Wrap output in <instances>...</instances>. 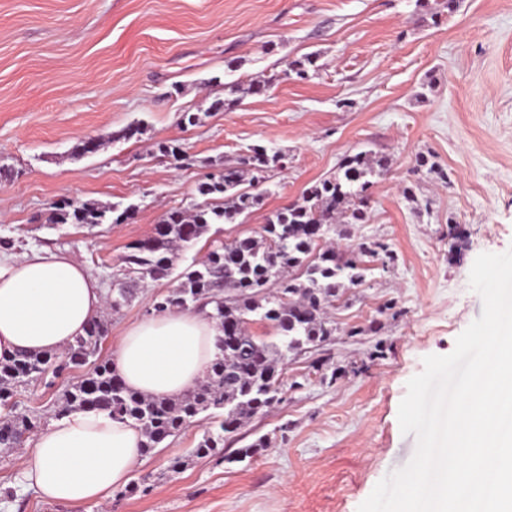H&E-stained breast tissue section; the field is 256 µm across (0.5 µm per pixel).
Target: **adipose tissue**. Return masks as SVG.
Returning <instances> with one entry per match:
<instances>
[{"label":"adipose tissue","mask_w":512,"mask_h":512,"mask_svg":"<svg viewBox=\"0 0 512 512\" xmlns=\"http://www.w3.org/2000/svg\"><path fill=\"white\" fill-rule=\"evenodd\" d=\"M105 293L73 256L29 249L0 258V356L57 354L105 311ZM208 312L170 310L129 325L112 351L125 384L152 397L192 389L220 352ZM143 435L103 411L52 419L20 455V472L43 500L72 508L103 503L143 463Z\"/></svg>","instance_id":"adipose-tissue-1"}]
</instances>
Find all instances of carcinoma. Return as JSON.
I'll return each mask as SVG.
<instances>
[{"mask_svg": "<svg viewBox=\"0 0 512 512\" xmlns=\"http://www.w3.org/2000/svg\"><path fill=\"white\" fill-rule=\"evenodd\" d=\"M157 148L176 162L185 156L179 143L160 142ZM283 160L280 152L256 146L241 159L251 172L249 180L242 179L235 167L228 173L206 175L197 186L204 202L190 213L166 212L152 236L131 245L123 259V279L137 284L169 276L177 253L197 242L211 225L234 224L241 214L261 204L262 194L253 192V182H262L264 173L282 166ZM388 169L383 157L365 152L346 157L334 175L306 191L302 202L266 216L260 238L211 245L192 269L181 274L177 288L153 303L158 313L191 311L212 303L214 317L233 329V345L221 350L192 390L158 399L127 387L112 362L100 359L105 328L95 321L59 360L53 354L0 357V404L9 405L14 389L42 379L51 370L87 365L89 370L80 383L63 392L56 416L94 409L117 420H131L142 432L146 453L187 425L207 420L209 426L193 450L196 457L217 456L229 463L252 457L267 447L266 438L230 456L224 455V444L237 434L243 421L282 401V363L288 353L317 347L334 334L336 327L327 320V307L346 285L365 279L369 267L363 257H376L382 251L386 258L382 265L393 260L380 243H361L341 253L317 242L322 226L328 236L340 221L367 223L366 192L372 178ZM108 212L95 202L66 203L55 208L48 222L102 224ZM249 319L267 324L276 340L253 336L245 327ZM29 430V420L22 413L1 420L0 447H13Z\"/></svg>", "mask_w": 512, "mask_h": 512, "instance_id": "carcinoma-1", "label": "carcinoma"}]
</instances>
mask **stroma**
Segmentation results:
<instances>
[{"mask_svg":"<svg viewBox=\"0 0 512 512\" xmlns=\"http://www.w3.org/2000/svg\"><path fill=\"white\" fill-rule=\"evenodd\" d=\"M309 54L317 68L299 78L288 63ZM260 74L275 79L265 93H230ZM220 98L229 107L213 111ZM186 112L199 123L182 124ZM91 138L99 148L75 156ZM166 141L182 145L183 164L158 152ZM252 146L284 152L285 168L267 172L260 208L211 225L178 270L211 242L260 237L269 212L345 157L390 160L368 192V223L343 225L336 242H379L394 259L370 261L328 310L333 336L289 354L283 401L227 449L262 436L268 446L242 463L198 458L194 422L133 473L148 492L123 487L77 509L39 499L18 482V454L0 452V512H357L411 460L416 437L397 417L406 384L480 317L476 257L512 248V0H458L452 13L443 0H0L1 254L65 251L112 290L129 246L166 211L199 203L203 175ZM65 199L132 212L119 224L48 223ZM177 285L176 274L139 283L106 310L103 356ZM84 374L46 376L13 401L43 428ZM176 457L186 465L169 471Z\"/></svg>","mask_w":512,"mask_h":512,"instance_id":"obj_1","label":"stroma"}]
</instances>
